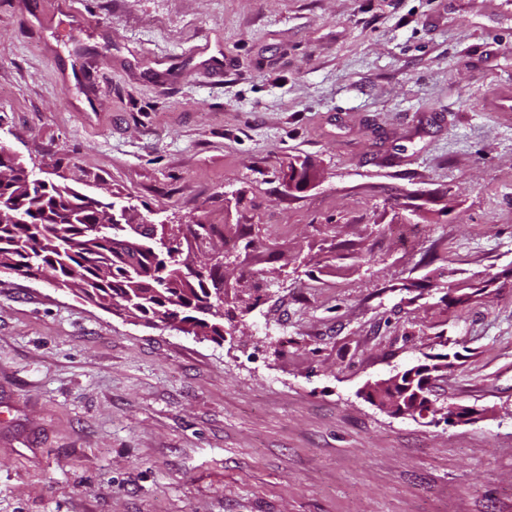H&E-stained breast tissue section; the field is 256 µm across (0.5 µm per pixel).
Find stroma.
<instances>
[{
	"instance_id": "stroma-1",
	"label": "stroma",
	"mask_w": 512,
	"mask_h": 512,
	"mask_svg": "<svg viewBox=\"0 0 512 512\" xmlns=\"http://www.w3.org/2000/svg\"><path fill=\"white\" fill-rule=\"evenodd\" d=\"M0 149L213 225L245 308L0 272V512H512V0H0ZM444 350L476 419L361 397ZM407 373V371H399L397 372L396 374H393V375H390L388 377H386L385 379H381L379 381H377V383L381 386H384V387H391L393 393H394V397L392 398V400L390 401H386L384 404H378L377 407L386 412V413H389V414H392V415H397V414H408L410 412V415L413 416L412 412H413V409H406L408 406L406 405V403L404 402L405 400V397L402 398L401 400V403L403 404L404 408L401 404H400V399L398 397V394L397 392L395 391V387L396 386H402L403 383L401 382L402 378L404 377V375Z\"/></svg>"
}]
</instances>
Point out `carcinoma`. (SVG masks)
<instances>
[{
    "label": "carcinoma",
    "instance_id": "1",
    "mask_svg": "<svg viewBox=\"0 0 512 512\" xmlns=\"http://www.w3.org/2000/svg\"><path fill=\"white\" fill-rule=\"evenodd\" d=\"M0 268L25 277L49 275L59 288L80 287L82 297L99 306L120 301L148 319L178 318L196 336L224 338V315L202 305L214 296L203 274L188 275L178 260L162 253L144 236L135 262L126 258L121 239L130 233L116 203L104 205L67 185L23 191L12 182H0ZM441 365H421L413 392L439 371Z\"/></svg>",
    "mask_w": 512,
    "mask_h": 512
}]
</instances>
